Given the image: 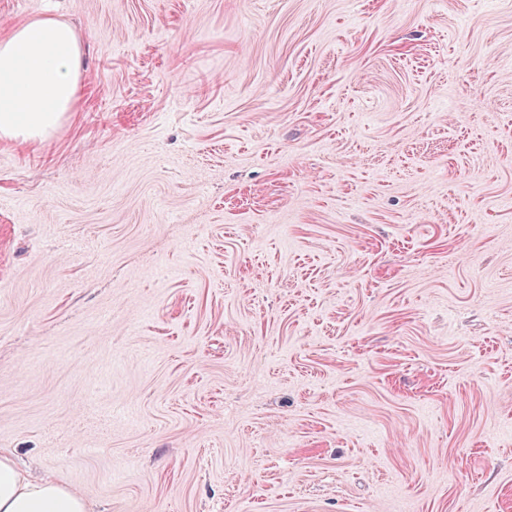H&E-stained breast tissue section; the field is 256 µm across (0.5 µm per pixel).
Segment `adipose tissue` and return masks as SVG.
I'll return each instance as SVG.
<instances>
[{
  "label": "adipose tissue",
  "instance_id": "adipose-tissue-1",
  "mask_svg": "<svg viewBox=\"0 0 512 512\" xmlns=\"http://www.w3.org/2000/svg\"><path fill=\"white\" fill-rule=\"evenodd\" d=\"M82 56L74 29L52 15L0 35V138L26 142L53 132L75 109ZM0 512H89V504L61 479L32 478L0 450Z\"/></svg>",
  "mask_w": 512,
  "mask_h": 512
}]
</instances>
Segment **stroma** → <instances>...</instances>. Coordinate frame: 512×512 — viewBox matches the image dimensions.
<instances>
[{
  "instance_id": "obj_1",
  "label": "stroma",
  "mask_w": 512,
  "mask_h": 512,
  "mask_svg": "<svg viewBox=\"0 0 512 512\" xmlns=\"http://www.w3.org/2000/svg\"><path fill=\"white\" fill-rule=\"evenodd\" d=\"M85 55L0 139V448L93 512H512V0H0Z\"/></svg>"
}]
</instances>
